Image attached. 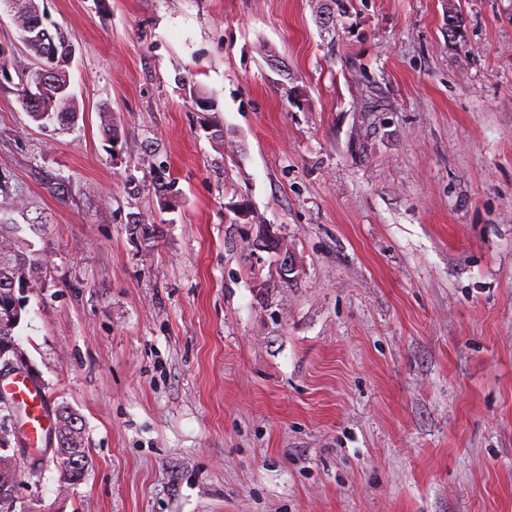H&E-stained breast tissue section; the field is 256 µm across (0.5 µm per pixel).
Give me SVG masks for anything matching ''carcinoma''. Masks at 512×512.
Instances as JSON below:
<instances>
[{"instance_id":"1","label":"carcinoma","mask_w":512,"mask_h":512,"mask_svg":"<svg viewBox=\"0 0 512 512\" xmlns=\"http://www.w3.org/2000/svg\"><path fill=\"white\" fill-rule=\"evenodd\" d=\"M20 7L14 15L19 30H24L31 23L44 19L40 13L37 0H19ZM27 55L38 61L49 52H54L55 74L44 87L40 99L35 104L26 102L25 89L19 90V99L35 122L51 121L61 126H68L78 117V109L72 97L65 90L66 76L72 45L61 31L48 33L44 39H33L26 43ZM9 261L8 274L0 273V354L9 345L17 344L15 331L20 326L24 306L19 304L21 297L13 294V289L23 281L35 282V274L41 268L39 254L18 235L14 224H0V261ZM80 418L67 405L56 409L55 431L62 438L63 447L70 449V457L57 465L64 487L78 485L84 479L89 467L84 431ZM0 512H43L41 505L31 501L19 508L16 497L0 496Z\"/></svg>"}]
</instances>
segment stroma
I'll list each match as a JSON object with an SVG mask.
<instances>
[{
    "label": "stroma",
    "mask_w": 512,
    "mask_h": 512,
    "mask_svg": "<svg viewBox=\"0 0 512 512\" xmlns=\"http://www.w3.org/2000/svg\"><path fill=\"white\" fill-rule=\"evenodd\" d=\"M38 4L79 116L22 107L0 0V224L43 260L17 340L92 464L66 489L17 455L21 501L512 512V0Z\"/></svg>",
    "instance_id": "obj_1"
}]
</instances>
